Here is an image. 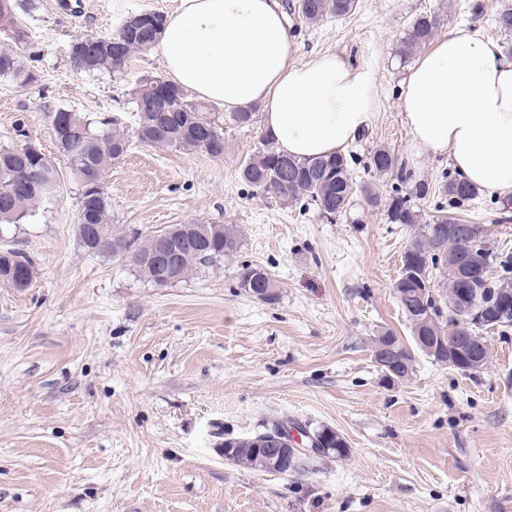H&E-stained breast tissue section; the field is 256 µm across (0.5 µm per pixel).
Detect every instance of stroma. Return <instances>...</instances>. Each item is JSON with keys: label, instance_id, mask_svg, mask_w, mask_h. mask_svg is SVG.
Segmentation results:
<instances>
[{"label": "stroma", "instance_id": "35a3bbf8", "mask_svg": "<svg viewBox=\"0 0 512 512\" xmlns=\"http://www.w3.org/2000/svg\"><path fill=\"white\" fill-rule=\"evenodd\" d=\"M471 2L358 0L343 17L293 19L300 62L336 54L376 91L347 147L354 194L336 218L241 179L243 160L264 147L260 124L225 122L220 158L132 144L105 176L114 224L242 230L231 261L165 287L125 259L84 252L80 189L57 156L50 115L129 120V92L163 74L160 57L88 76L72 68L70 44L176 0H40L19 11L41 79L0 82V147L35 143L56 159L60 184L23 223L0 227V249L40 269L25 290L0 284V512H512V327L488 333L492 359L472 374L420 354L411 379L391 385L371 352L384 330L411 337L393 284L414 230L389 222L396 182L370 156L390 148L432 188L452 171L411 149L399 105L409 62L397 48L430 15L438 36L464 24L512 46L494 22L512 0H481L478 14ZM465 217L485 226L492 249H512L501 198L480 194ZM245 264L270 274L276 301L239 288ZM275 419L334 428L350 452L293 476L217 454L221 431L248 435Z\"/></svg>", "mask_w": 512, "mask_h": 512}]
</instances>
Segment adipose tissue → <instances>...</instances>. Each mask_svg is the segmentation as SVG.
<instances>
[{
  "mask_svg": "<svg viewBox=\"0 0 512 512\" xmlns=\"http://www.w3.org/2000/svg\"><path fill=\"white\" fill-rule=\"evenodd\" d=\"M155 50L167 79L200 99L259 105L265 135L298 160L341 150L370 116L371 78L333 53L299 62L279 0H179ZM400 106L416 153L512 196V54L499 42L455 27L413 62Z\"/></svg>",
  "mask_w": 512,
  "mask_h": 512,
  "instance_id": "adipose-tissue-1",
  "label": "adipose tissue"
}]
</instances>
